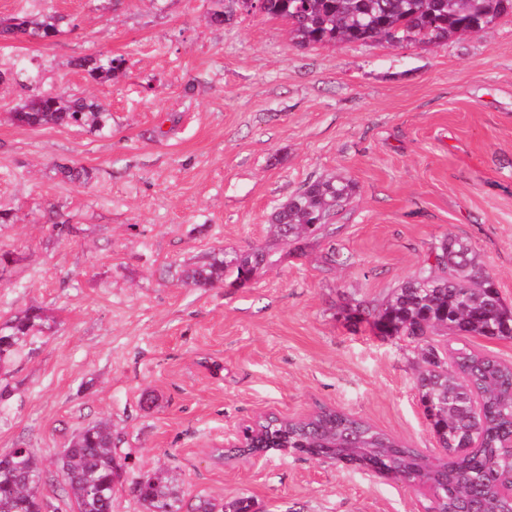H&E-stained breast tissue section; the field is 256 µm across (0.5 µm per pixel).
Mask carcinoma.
<instances>
[{
  "label": "carcinoma",
  "instance_id": "obj_1",
  "mask_svg": "<svg viewBox=\"0 0 512 512\" xmlns=\"http://www.w3.org/2000/svg\"><path fill=\"white\" fill-rule=\"evenodd\" d=\"M209 21L222 24L240 9L288 23L301 47L385 41L441 43L455 35H477L498 18L512 13V0H214ZM66 16L41 19L12 17L0 36L48 40L60 33ZM125 60L112 55L77 57L72 66L94 80H109ZM22 126H109L108 105L96 98H63L31 94L12 112ZM355 186L334 178L317 179L280 204L270 228L286 244L327 236L333 219L350 203ZM260 245L246 251L212 253L184 272L193 288H213L224 282V271L254 275L268 263ZM436 266L424 259L420 269L393 289L381 308L371 314L373 325L386 336L426 338L485 336L512 338V308L505 306L491 274L466 242L448 238L435 251ZM45 321L43 310L30 307L0 320V365L12 361ZM423 368L417 379L420 401L435 411L432 429L440 446L450 451L471 447L451 467L430 465L414 448L350 415L322 408L305 421L271 418L259 434L269 449L306 448L337 460L371 456L384 474L424 487L431 512H460L466 500L478 512H512V364L465 346L441 351L422 348ZM71 448L64 481L75 501L87 512H104L111 504L123 467L107 421L89 425L68 441ZM43 471L32 451L0 464V512H48L39 492ZM138 488L136 498L147 512H181L183 499L160 477Z\"/></svg>",
  "mask_w": 512,
  "mask_h": 512
}]
</instances>
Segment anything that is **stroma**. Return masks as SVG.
I'll return each mask as SVG.
<instances>
[{
	"label": "stroma",
	"instance_id": "obj_1",
	"mask_svg": "<svg viewBox=\"0 0 512 512\" xmlns=\"http://www.w3.org/2000/svg\"><path fill=\"white\" fill-rule=\"evenodd\" d=\"M213 0H0L70 21L50 40L0 37V317L42 308L35 354L0 378V452L31 449L43 498L69 512L55 458L110 420L129 470L112 512H143L130 490L164 471L185 502L250 498L253 512H427L422 489L303 454L218 457L259 416L321 407L444 460L420 401L417 341L385 336L374 310L449 237L468 242L512 307V15L440 46L305 48L279 19L210 23ZM123 57L112 80L74 69ZM94 97L108 131L14 123L29 92ZM86 168L87 182L59 166ZM355 194L332 237L275 242V208L306 182ZM74 228L59 235L58 225ZM271 249L240 286L191 288L211 253ZM339 260L327 261L329 249Z\"/></svg>",
	"mask_w": 512,
	"mask_h": 512
}]
</instances>
